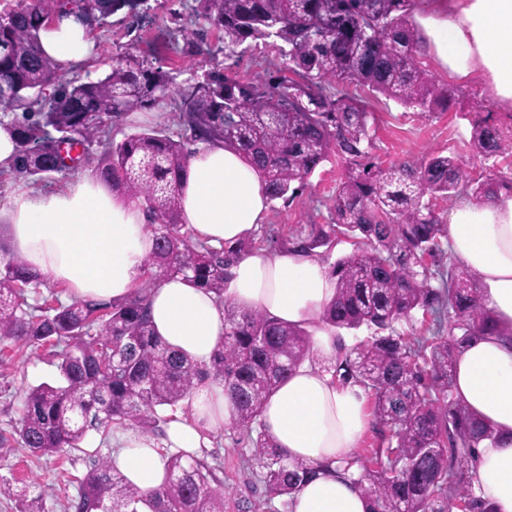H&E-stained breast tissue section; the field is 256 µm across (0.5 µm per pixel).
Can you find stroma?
I'll list each match as a JSON object with an SVG mask.
<instances>
[{"instance_id":"1","label":"stroma","mask_w":512,"mask_h":512,"mask_svg":"<svg viewBox=\"0 0 512 512\" xmlns=\"http://www.w3.org/2000/svg\"><path fill=\"white\" fill-rule=\"evenodd\" d=\"M147 21L138 25L128 10L112 15L104 29L92 35L97 46V73H104L113 56L127 48L142 55L161 47L181 78L203 74L205 67L196 58L181 54L183 31H194L209 43L218 35L195 12V0H147ZM211 67L227 70L244 81L280 74L285 59L276 46L257 44L243 60L233 62L215 55ZM460 107L445 112L422 113L407 109L385 96L362 93L361 98L375 114L370 155L384 167L415 165L432 154L455 155L464 163L472 179L490 174L512 179V154L486 161L477 157L470 145L471 125L461 106L481 105L484 111H496L494 101L485 96L479 78L458 83ZM349 167L348 160L330 154L310 175L302 190L290 201L275 200L265 219L249 235L257 248L285 250L287 242L307 238L313 228L335 223L334 199ZM53 344L37 348L0 341V481L9 484V494L0 496V512H19L18 493L40 497L45 512H63L69 496L75 495L77 481L95 459L99 433H90L81 450L65 459L36 456L23 450L14 432L21 405V393L30 386L50 382L58 375ZM207 448L208 457L223 466L226 512H238L239 506L263 502L262 512H282L279 499L268 498L257 466L251 465L252 445L245 431L225 425L214 433Z\"/></svg>"}]
</instances>
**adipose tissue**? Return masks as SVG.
<instances>
[{"instance_id": "obj_1", "label": "adipose tissue", "mask_w": 512, "mask_h": 512, "mask_svg": "<svg viewBox=\"0 0 512 512\" xmlns=\"http://www.w3.org/2000/svg\"><path fill=\"white\" fill-rule=\"evenodd\" d=\"M419 23L450 77L479 76L500 111L512 112V0H431ZM40 43L68 71L83 68L94 55L93 39L69 19L42 29ZM177 189L181 223L212 246L249 236L270 204L258 171L220 143L198 146ZM0 224L12 251L33 271L83 299L131 294L154 247L140 203L96 172L76 174L50 191L18 181L0 206ZM447 238L454 256L475 274L483 303L501 328L460 348L454 394L496 433L495 442L474 450L476 494L493 512H512V195L482 202L459 197L448 214ZM335 294L336 280L320 259L257 249L230 267L223 297L175 276L158 283L149 300L156 335L207 367L224 342L228 301L242 312L307 327L315 351L335 359L340 341L320 319ZM192 398L191 418L168 421L162 438L113 430L112 463L135 487H160L168 453L208 447L210 433L232 420L234 406L222 384L199 382ZM260 422L280 454L314 472L292 498L290 512H369L362 490L342 472L370 425L361 386L336 381L318 364H302L268 397Z\"/></svg>"}]
</instances>
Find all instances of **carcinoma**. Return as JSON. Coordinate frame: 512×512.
Wrapping results in <instances>:
<instances>
[{"label":"carcinoma","instance_id":"1","mask_svg":"<svg viewBox=\"0 0 512 512\" xmlns=\"http://www.w3.org/2000/svg\"><path fill=\"white\" fill-rule=\"evenodd\" d=\"M195 11L219 33L224 58L242 59L253 44L272 42L288 57L285 73L244 82L217 68L182 84L179 131L144 127L112 136L132 112L168 96L174 68L165 57L125 51L109 71L83 80L64 72L39 44V31L56 16L90 32L132 0H5L0 7V124L16 130L18 172L38 180L94 165L154 218L155 247L142 285L109 302L74 300L32 306L28 294L46 280L23 261L0 258V341L20 345L54 342L59 378L31 387L22 397L15 434L34 455L68 457L91 430L130 425L143 433L162 421L158 410L175 407L203 377L224 384L235 405L232 423L250 436L253 460L268 497L289 507L311 474L286 462L259 424L266 399L296 366L314 361L313 343L301 325L276 323L259 312L224 303L228 327L210 369L203 371L156 336L149 290L182 275L217 298L224 296L230 261L248 246L225 249L197 241L179 222V172L204 142H221L257 166L270 199L288 200L333 152L367 158L374 118L347 93L330 96L332 83L359 86L423 113L457 104L453 87L436 84L419 67L420 35L412 23L416 0H195ZM181 52L203 59L210 45L190 33ZM472 147L490 159L512 150V115L477 112ZM512 180L467 177L455 155H431L417 167L383 168L371 162L350 168L335 200L336 224L318 227L293 249L311 253L331 243L341 227L361 240L333 267L336 297L322 321L338 331L374 330L370 340L338 357L334 376L359 384L372 397L381 444L356 455L347 468L370 501V512H443L446 501L474 512L471 484L458 475L471 465L472 448L493 431L454 397L453 372L462 345L500 330L484 308L468 270L451 267L441 277L426 258L440 250L447 224L433 199L466 194L485 200ZM448 336L411 343L396 324L417 312L441 321ZM219 467L185 452L169 456L167 480L143 492L117 473L112 456L97 461L79 480L65 512H224Z\"/></svg>","mask_w":512,"mask_h":512}]
</instances>
